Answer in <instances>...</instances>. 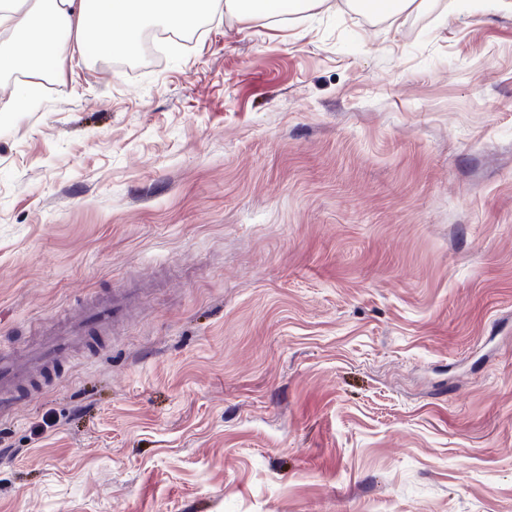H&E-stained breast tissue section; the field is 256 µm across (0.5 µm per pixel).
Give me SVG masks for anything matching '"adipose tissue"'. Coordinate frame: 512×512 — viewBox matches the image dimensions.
Listing matches in <instances>:
<instances>
[{
	"instance_id": "ef3b65f1",
	"label": "adipose tissue",
	"mask_w": 512,
	"mask_h": 512,
	"mask_svg": "<svg viewBox=\"0 0 512 512\" xmlns=\"http://www.w3.org/2000/svg\"><path fill=\"white\" fill-rule=\"evenodd\" d=\"M325 0H0V77H28L5 106L24 112L34 106L39 81L52 72L62 49L96 33L93 55L136 54L148 24L185 32L201 18L230 14L272 19L320 7Z\"/></svg>"
}]
</instances>
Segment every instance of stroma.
Instances as JSON below:
<instances>
[{"instance_id": "35a3bbf8", "label": "stroma", "mask_w": 512, "mask_h": 512, "mask_svg": "<svg viewBox=\"0 0 512 512\" xmlns=\"http://www.w3.org/2000/svg\"><path fill=\"white\" fill-rule=\"evenodd\" d=\"M132 284L0 512H512V5L70 47L0 119V336Z\"/></svg>"}]
</instances>
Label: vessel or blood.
<instances>
[{
	"label": "vessel or blood",
	"mask_w": 512,
	"mask_h": 512,
	"mask_svg": "<svg viewBox=\"0 0 512 512\" xmlns=\"http://www.w3.org/2000/svg\"><path fill=\"white\" fill-rule=\"evenodd\" d=\"M135 301L132 289L107 297H89L69 318L52 324L24 353L0 340V411L10 412L32 388H45L64 376L66 364L79 349L90 348L94 337L109 334L127 322Z\"/></svg>",
	"instance_id": "1"
}]
</instances>
